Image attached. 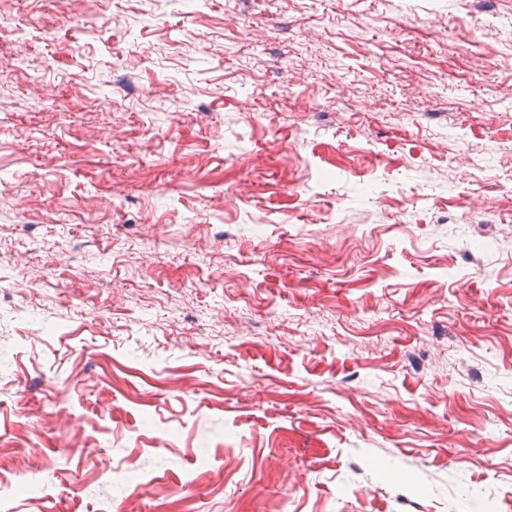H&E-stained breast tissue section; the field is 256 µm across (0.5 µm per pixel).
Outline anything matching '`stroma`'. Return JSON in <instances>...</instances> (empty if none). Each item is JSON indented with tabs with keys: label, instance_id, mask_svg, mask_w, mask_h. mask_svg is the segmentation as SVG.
<instances>
[{
	"label": "stroma",
	"instance_id": "35a3bbf8",
	"mask_svg": "<svg viewBox=\"0 0 512 512\" xmlns=\"http://www.w3.org/2000/svg\"><path fill=\"white\" fill-rule=\"evenodd\" d=\"M0 26V512H512V0Z\"/></svg>",
	"mask_w": 512,
	"mask_h": 512
}]
</instances>
